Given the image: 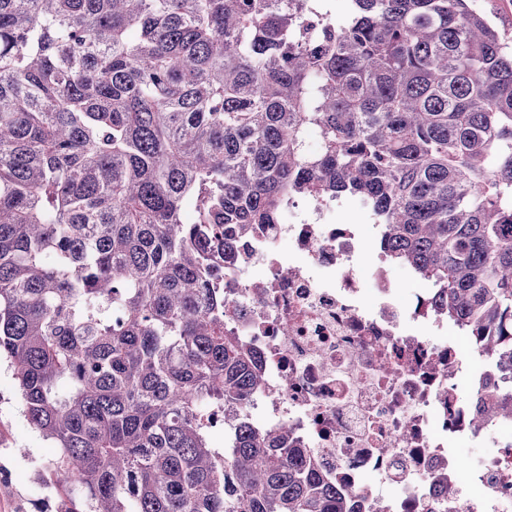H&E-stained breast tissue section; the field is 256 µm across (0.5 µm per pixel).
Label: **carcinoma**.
Wrapping results in <instances>:
<instances>
[{"label": "carcinoma", "instance_id": "cac0c4a2", "mask_svg": "<svg viewBox=\"0 0 512 512\" xmlns=\"http://www.w3.org/2000/svg\"><path fill=\"white\" fill-rule=\"evenodd\" d=\"M350 4L0 0V360L56 512H359L250 424L224 334V264L293 198L356 200L512 373V39L470 0ZM464 400L512 422V387Z\"/></svg>", "mask_w": 512, "mask_h": 512}]
</instances>
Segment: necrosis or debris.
<instances>
[{
	"label": "necrosis or debris",
	"mask_w": 512,
	"mask_h": 512,
	"mask_svg": "<svg viewBox=\"0 0 512 512\" xmlns=\"http://www.w3.org/2000/svg\"><path fill=\"white\" fill-rule=\"evenodd\" d=\"M339 207L290 201L224 269V328L255 350L265 377L248 416L288 426L362 512H512V443L472 424L457 396L462 385H511L512 374L462 331L436 341L448 320L430 289L401 300L384 250L365 263L358 225L332 220ZM460 440L485 456L458 468Z\"/></svg>",
	"instance_id": "obj_1"
}]
</instances>
